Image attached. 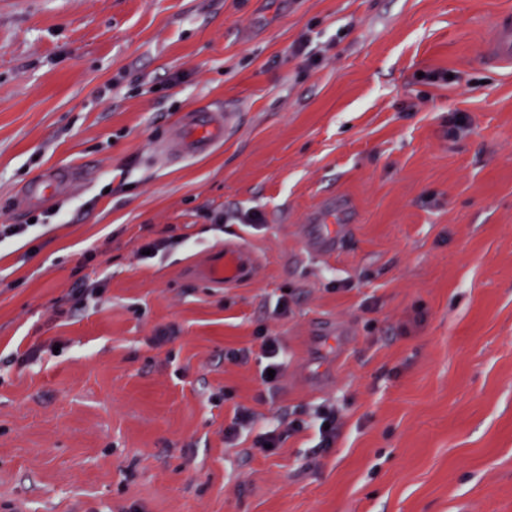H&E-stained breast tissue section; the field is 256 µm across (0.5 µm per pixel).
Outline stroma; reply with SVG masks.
Here are the masks:
<instances>
[{"label":"stroma","instance_id":"stroma-1","mask_svg":"<svg viewBox=\"0 0 512 512\" xmlns=\"http://www.w3.org/2000/svg\"><path fill=\"white\" fill-rule=\"evenodd\" d=\"M508 11L0 0V225H32L0 245V512H512V72L480 62ZM215 104L222 146L157 157ZM52 166L78 170L70 193L25 206ZM336 197L353 237L310 258L307 216ZM227 242L258 273L209 287L191 267ZM86 275L105 292L73 307ZM263 329L286 355L272 396ZM238 405L255 423L228 448ZM322 405L329 451L311 430L254 451ZM326 425H329V429H324ZM340 426V417L335 407H320L313 413V419L310 422L297 418L292 420H288L287 417L281 418L278 426L259 436L253 447L262 455H273L282 447L286 438L309 428H315L319 437L318 448L328 451L336 443ZM266 445H272V448H266Z\"/></svg>","mask_w":512,"mask_h":512}]
</instances>
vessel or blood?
<instances>
[{
  "mask_svg": "<svg viewBox=\"0 0 512 512\" xmlns=\"http://www.w3.org/2000/svg\"><path fill=\"white\" fill-rule=\"evenodd\" d=\"M483 58L486 64L498 69L512 70V15L500 16L493 24ZM224 111L218 107L193 109L185 113L161 142L157 153L165 159H187L209 153L224 140ZM75 172L66 167H53L32 180L23 191L26 206H44L53 199L65 196ZM348 224L324 223L322 214L310 215L305 226L303 245L315 259L330 257L350 239ZM258 260L245 245L228 243L211 251L206 260L196 265L193 275L213 286L233 288L249 284L256 276Z\"/></svg>",
  "mask_w": 512,
  "mask_h": 512,
  "instance_id": "vessel-or-blood-1",
  "label": "vessel or blood"
}]
</instances>
